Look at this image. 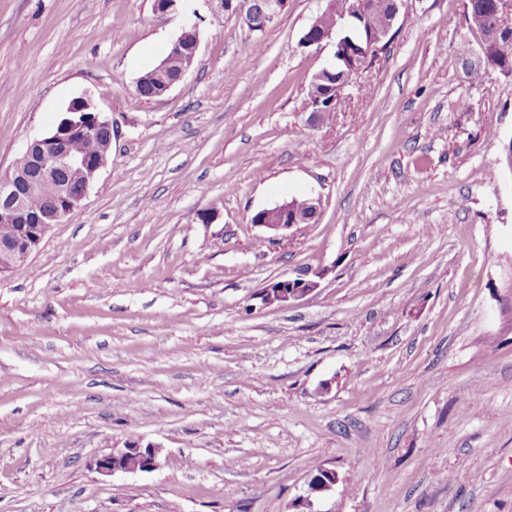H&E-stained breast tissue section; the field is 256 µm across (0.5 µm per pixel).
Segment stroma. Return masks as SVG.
Returning <instances> with one entry per match:
<instances>
[{
	"label": "stroma",
	"instance_id": "35a3bbf8",
	"mask_svg": "<svg viewBox=\"0 0 512 512\" xmlns=\"http://www.w3.org/2000/svg\"><path fill=\"white\" fill-rule=\"evenodd\" d=\"M327 4L259 33L211 0H0V167L74 99L113 123L0 282V512H297L319 467L313 512H512V79L471 83L465 0H405L310 126L334 48L301 38ZM189 26L191 70L141 97ZM307 196L316 223L251 221ZM304 270L313 293L262 304ZM130 439L162 466L100 475ZM325 474L326 476H324ZM338 481V475L335 471L321 469L320 473L314 475L308 484L307 496L300 498V505L304 508L310 507V497L328 491Z\"/></svg>",
	"mask_w": 512,
	"mask_h": 512
}]
</instances>
